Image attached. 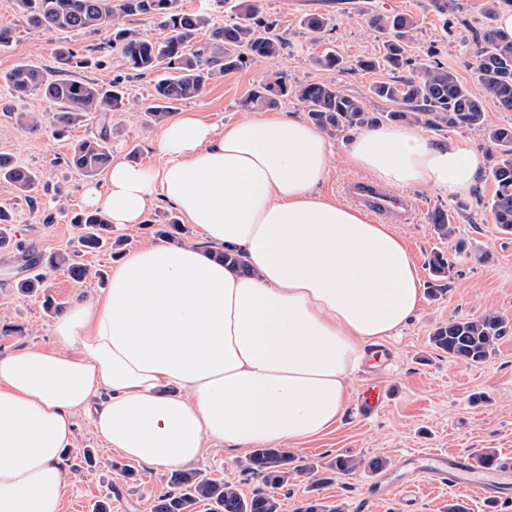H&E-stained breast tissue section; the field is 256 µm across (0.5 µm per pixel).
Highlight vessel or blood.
I'll return each instance as SVG.
<instances>
[{
  "label": "vessel or blood",
  "mask_w": 512,
  "mask_h": 512,
  "mask_svg": "<svg viewBox=\"0 0 512 512\" xmlns=\"http://www.w3.org/2000/svg\"><path fill=\"white\" fill-rule=\"evenodd\" d=\"M345 191L372 214L394 224L405 223L414 209L413 203L399 201L365 179L349 182ZM386 398L384 388L367 385L359 398L360 409L364 414H373ZM422 478L465 488L491 501L512 496V466L501 462L482 465L467 455H451L438 449H429L410 452L402 475L374 478L366 487L367 497L371 500H384L399 491L413 493Z\"/></svg>",
  "instance_id": "vessel-or-blood-1"
}]
</instances>
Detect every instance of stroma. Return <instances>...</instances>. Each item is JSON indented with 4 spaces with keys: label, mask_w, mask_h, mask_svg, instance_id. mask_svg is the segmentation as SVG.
Wrapping results in <instances>:
<instances>
[{
    "label": "stroma",
    "mask_w": 512,
    "mask_h": 512,
    "mask_svg": "<svg viewBox=\"0 0 512 512\" xmlns=\"http://www.w3.org/2000/svg\"><path fill=\"white\" fill-rule=\"evenodd\" d=\"M460 4V21L447 26L431 0H262L264 17L287 43L280 66L289 79L335 80L345 93L358 97L372 110L382 108L383 103L371 94L370 86L374 80L388 79L389 71L366 75L350 69L333 73L319 70L312 62L316 49L305 18L314 13L329 18L323 42L353 59L378 54L381 49L382 35L367 25L370 15L410 14L417 22L415 48L436 47L441 61L461 81L470 83L474 80L472 38L483 26L485 0H460ZM1 22L10 24L14 33L11 45L0 50V154L39 174V182L27 199L0 182V206L14 215L7 230L10 242L0 247V319L23 327L21 334L0 335L3 355L22 347H47L54 340L55 315L43 310L40 297L21 294L17 288L18 281L26 276L22 254L27 251L45 256L76 248L72 218L84 210L86 180L69 168L66 160L76 142L99 130L97 120L91 119L72 126L64 136H55V105L36 96H13L4 76L22 62L55 70L59 45H69L84 55L105 43L107 33L45 31L16 14L14 0H0ZM267 69L266 63L254 62L226 74L212 81L200 96L182 102L179 109L196 112L217 126L233 122L244 113L245 99L262 83ZM28 110L42 112L38 130L18 122V113ZM110 121L113 156L133 163L161 164L157 131L144 128L139 114L114 112ZM494 190L492 181L483 175L474 191L462 200L467 210L457 226L472 250L468 256L455 255L453 240L438 238L429 222L435 210L452 213L462 201L441 193L405 191V198L417 202L418 207L400 231L417 268L423 299L400 335L383 342L387 361L365 362L355 372L341 423L296 449L298 455L323 466L339 456L363 460V467L355 473L338 476L319 490L324 501L345 503L346 512H446L452 503L462 505L465 512H512V498L491 502L471 491L444 485L423 487L409 505L399 496L378 502L364 496L373 477L367 463L376 457L386 458L390 469L397 470L411 450L464 451L475 459L487 451L495 452L501 460L512 454V332L480 363L450 358L429 342L432 330L454 316L476 317L494 311L512 320V233H503L484 212ZM172 214L169 205L155 202L143 223L115 226L112 235L124 238L130 247L156 239L160 225ZM435 251L454 258L448 277L439 281L428 270V259ZM368 383L386 387L388 398L379 413L363 417L358 412V396ZM86 448L94 452L93 464L82 459ZM246 458L243 451L231 455L211 451L191 469L232 482L247 495L257 480L244 471ZM65 465L68 484L63 512H92L101 499L109 501L111 512H152L155 495L167 489L171 478L170 470L148 467L106 448L84 414L76 418V446L68 451Z\"/></svg>",
    "instance_id": "35a3bbf8"
}]
</instances>
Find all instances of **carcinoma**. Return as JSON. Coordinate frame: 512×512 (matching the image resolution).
<instances>
[{
  "label": "carcinoma",
  "instance_id": "1",
  "mask_svg": "<svg viewBox=\"0 0 512 512\" xmlns=\"http://www.w3.org/2000/svg\"><path fill=\"white\" fill-rule=\"evenodd\" d=\"M15 5L29 24L50 32L82 34L112 27L103 55L92 59L79 57L71 49L60 47L55 52L54 74H47L37 65L21 63L6 76L15 95L41 96L56 105L55 123L60 134L92 114L131 109L142 112L149 124L164 121L180 102L198 96L209 81L252 61L262 59L274 65L285 49L283 39L272 33V24L261 16L258 0H238L233 14L224 17V25L212 27L208 41L198 45L193 43L195 32L208 26L210 18L185 8L181 0H15ZM502 7L512 8V0H486L484 15L488 22L481 28L473 54L475 81L471 86L461 83L438 59L435 50L428 48L414 56L408 53L416 28L412 16L374 15L368 26L385 38L382 55L360 57L349 64L336 49L326 47L313 58V63L328 72L347 67L364 73L383 67L390 69L395 76L377 81L370 88L388 107L372 111L362 100L342 91L333 80L290 83L287 74L278 69L270 71L266 82L246 99L245 106L272 109L278 106L280 98L292 97L303 105L316 126L334 136L383 122L478 134L488 143L487 172L495 186L484 208L503 232L512 233V124L488 125L484 107L485 101L492 99L501 109L512 112V38L503 35L493 23ZM142 15L157 20V25L168 31L167 36L153 39L122 24L125 17ZM328 25L329 19L319 14L305 20L315 42ZM113 52L121 66L134 76L167 71L165 77L154 83L150 102L140 107L131 105L119 75L107 85L69 76L74 68L106 66ZM111 141L112 130L104 124L94 136L73 147L67 165L87 178H95L112 161ZM0 180L26 197L34 190L38 174L0 154ZM430 223L435 234L443 239L456 235L453 217L446 211L434 212ZM75 224L78 249L56 251L45 259L27 258L25 262H43L49 269L65 268L75 282H85L91 272L75 257L82 252L110 251L114 242L110 237L111 225L98 214L83 213L76 217ZM429 266L433 276L444 279L453 262L436 253ZM511 329V322L494 313L457 317L437 326L430 342L452 358L480 363ZM361 465L354 458L338 457L321 472L318 465L280 448H256L248 456L246 466L259 480L251 495H243L229 482L185 472L176 475L170 489L155 498L152 512H195L201 502L211 505L212 512H279L278 491L290 479L306 477L311 480V487L318 490L332 482L334 475L351 473ZM299 512H344V507L315 496Z\"/></svg>",
  "mask_w": 512,
  "mask_h": 512
}]
</instances>
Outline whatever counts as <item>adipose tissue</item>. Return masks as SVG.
Segmentation results:
<instances>
[{"label": "adipose tissue", "mask_w": 512, "mask_h": 512, "mask_svg": "<svg viewBox=\"0 0 512 512\" xmlns=\"http://www.w3.org/2000/svg\"><path fill=\"white\" fill-rule=\"evenodd\" d=\"M157 146L162 164L116 159L83 202L123 225L162 201L202 241L127 251L103 293L56 321L53 346L0 356V512H62L82 413L106 447L157 469L316 438L343 420L369 349L420 305L402 234L318 194L331 144L304 119L252 111L219 128L184 112ZM345 163L391 191L466 196L484 160L412 124L358 132Z\"/></svg>", "instance_id": "adipose-tissue-1"}]
</instances>
